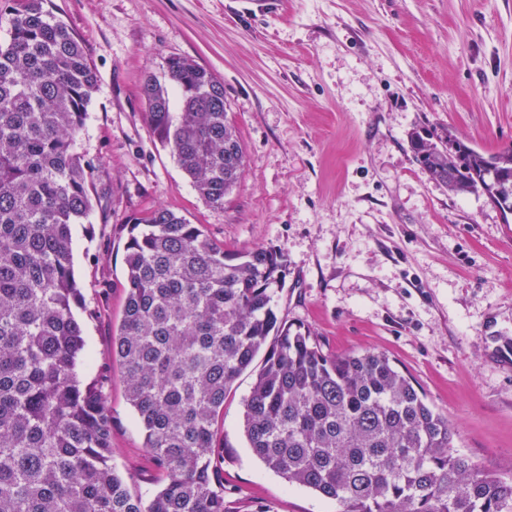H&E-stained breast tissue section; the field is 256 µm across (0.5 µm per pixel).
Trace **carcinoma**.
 I'll list each match as a JSON object with an SVG mask.
<instances>
[{"mask_svg": "<svg viewBox=\"0 0 512 512\" xmlns=\"http://www.w3.org/2000/svg\"><path fill=\"white\" fill-rule=\"evenodd\" d=\"M51 0H12L0 44V512H225L224 396L264 353L244 399L254 456L342 512H512V478L454 450L448 418L383 353L327 354L279 316L284 253H228L196 224L154 209L127 224L126 305L112 334L128 404L161 473L145 499L112 465V409L83 386L84 314L73 228L98 167L76 139L98 79ZM148 75L146 120L214 208L247 163L224 84L187 57ZM179 91L171 111L168 86ZM415 162L457 194L512 216V147L409 133Z\"/></svg>", "mask_w": 512, "mask_h": 512, "instance_id": "carcinoma-1", "label": "carcinoma"}]
</instances>
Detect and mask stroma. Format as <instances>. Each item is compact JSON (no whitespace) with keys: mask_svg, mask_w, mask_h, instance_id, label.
Segmentation results:
<instances>
[{"mask_svg":"<svg viewBox=\"0 0 512 512\" xmlns=\"http://www.w3.org/2000/svg\"><path fill=\"white\" fill-rule=\"evenodd\" d=\"M98 75L77 147L107 193L74 229L82 383L112 408V462L133 493L160 475L144 446L112 333L124 314L126 226L155 208L226 251L288 259L278 310L330 354L377 351L445 414L454 447L512 477V223L416 164L411 131L488 154L512 146V0H52ZM171 56L224 84L247 154L236 188L200 198L145 119V74ZM246 370L224 399L227 512H340L247 448Z\"/></svg>","mask_w":512,"mask_h":512,"instance_id":"stroma-1","label":"stroma"}]
</instances>
